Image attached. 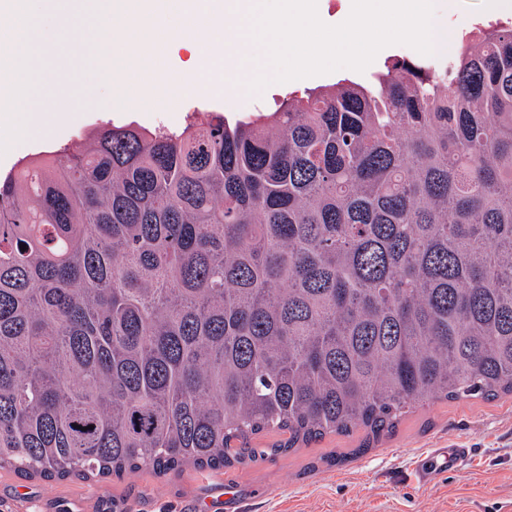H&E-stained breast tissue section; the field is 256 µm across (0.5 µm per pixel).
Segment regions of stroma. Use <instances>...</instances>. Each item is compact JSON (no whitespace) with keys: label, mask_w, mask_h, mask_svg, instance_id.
<instances>
[{"label":"stroma","mask_w":512,"mask_h":512,"mask_svg":"<svg viewBox=\"0 0 512 512\" xmlns=\"http://www.w3.org/2000/svg\"><path fill=\"white\" fill-rule=\"evenodd\" d=\"M489 0H435L454 32L496 21ZM102 41L86 40L61 79L85 85L86 109L74 120L47 119L0 155V174L67 146L89 145L99 132L129 123L148 130L178 129L210 112L238 109L223 96L184 95L176 109H126L112 105V90L94 59ZM347 69L300 81L273 83L257 95L259 110L274 111L278 99L335 83ZM363 432L329 435L259 465L229 473L186 470L159 477L144 471L123 480L23 478L0 469V512H512V397L434 402L405 416L396 430L357 458L326 464L331 452L358 448ZM437 448H466L462 467L439 471L430 481L416 477L421 456Z\"/></svg>","instance_id":"1"}]
</instances>
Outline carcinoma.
Instances as JSON below:
<instances>
[{
	"label": "carcinoma",
	"mask_w": 512,
	"mask_h": 512,
	"mask_svg": "<svg viewBox=\"0 0 512 512\" xmlns=\"http://www.w3.org/2000/svg\"><path fill=\"white\" fill-rule=\"evenodd\" d=\"M505 394L510 24L0 177V468L228 469Z\"/></svg>",
	"instance_id": "carcinoma-1"
}]
</instances>
